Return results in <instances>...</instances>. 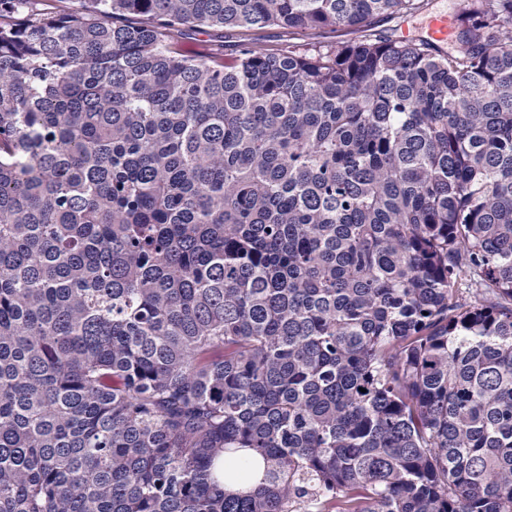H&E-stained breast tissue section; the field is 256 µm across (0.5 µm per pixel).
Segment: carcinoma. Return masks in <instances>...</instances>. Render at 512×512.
I'll use <instances>...</instances> for the list:
<instances>
[{
	"mask_svg": "<svg viewBox=\"0 0 512 512\" xmlns=\"http://www.w3.org/2000/svg\"><path fill=\"white\" fill-rule=\"evenodd\" d=\"M56 2L0 0V512H512V0ZM465 0H427L426 10L404 22L410 28V38L426 36L427 20L434 15L446 14L455 17L463 8ZM434 16L428 20L427 36L436 42L448 41L450 32L448 16ZM199 41H205L209 45L211 52L218 58L230 57L239 50V39L236 35H228L224 31L212 29L193 32L189 35ZM253 38L260 39L264 44H266L269 48L272 49H284L288 48V42H310V39L297 36L295 38H291L287 32H284L280 29L276 28H264L251 32V36Z\"/></svg>",
	"mask_w": 512,
	"mask_h": 512,
	"instance_id": "carcinoma-1",
	"label": "carcinoma"
}]
</instances>
